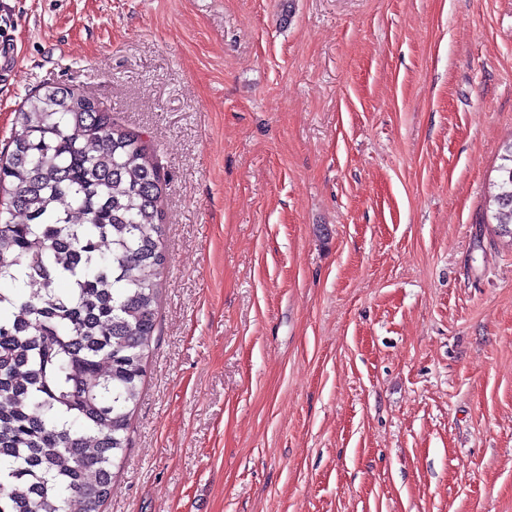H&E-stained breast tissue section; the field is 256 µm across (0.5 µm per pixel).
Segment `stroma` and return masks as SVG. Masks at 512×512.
I'll use <instances>...</instances> for the list:
<instances>
[{"instance_id": "35a3bbf8", "label": "stroma", "mask_w": 512, "mask_h": 512, "mask_svg": "<svg viewBox=\"0 0 512 512\" xmlns=\"http://www.w3.org/2000/svg\"><path fill=\"white\" fill-rule=\"evenodd\" d=\"M169 178L103 512H512V0H0ZM498 167L499 180L495 187L497 193L491 196L494 206L493 219L496 221L497 233L512 240V143L502 156Z\"/></svg>"}]
</instances>
